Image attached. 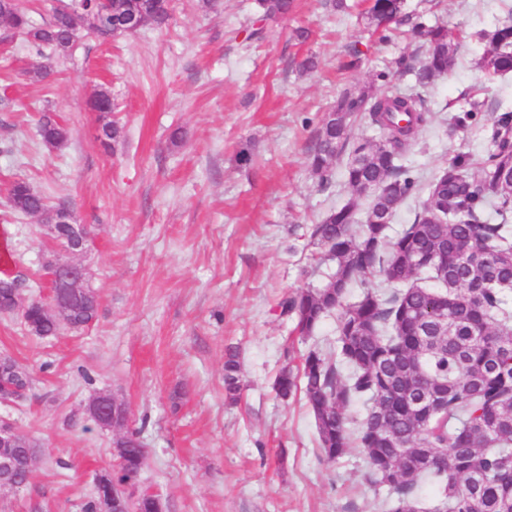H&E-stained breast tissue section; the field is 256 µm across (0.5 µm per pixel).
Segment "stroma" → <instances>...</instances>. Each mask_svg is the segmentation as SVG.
I'll return each mask as SVG.
<instances>
[{
  "instance_id": "35a3bbf8",
  "label": "stroma",
  "mask_w": 512,
  "mask_h": 512,
  "mask_svg": "<svg viewBox=\"0 0 512 512\" xmlns=\"http://www.w3.org/2000/svg\"><path fill=\"white\" fill-rule=\"evenodd\" d=\"M352 3L343 14L293 0L260 30L254 0H221L215 13L173 0L167 25L106 43L85 36L41 82L28 77L42 59L22 37L0 49V245L31 273L50 249L41 219L4 203L8 184L25 180L86 225L79 260L100 297L95 324L55 338L0 314V356L31 377L27 400L0 403V418L40 445L31 482L0 490V512H81L98 474L116 465L125 431L146 450L133 489L158 494L163 512H386L359 450L324 461L303 396L283 400L273 389L280 369L299 366L307 351H336V315L301 339L277 309L283 296L326 284L331 267L317 264L311 227L352 196L343 164L323 185L307 158L321 113L355 87L383 93L371 79L387 69L395 89L421 93L432 112L405 157L422 182L455 157L482 155L493 114L512 110V73L484 79L476 34L502 22L512 0H443L428 20L460 36L459 62L422 89L396 67L414 63L419 45L380 42L362 0ZM299 28L306 40L295 38ZM354 49L360 68L343 70ZM308 56L317 68L300 72ZM102 89L121 128L107 147L89 105ZM469 90L484 111L449 136L452 102ZM45 111L69 129L61 149L47 150L37 133ZM231 346L240 361L234 402L224 394ZM102 392L124 404L122 428L88 417Z\"/></svg>"
}]
</instances>
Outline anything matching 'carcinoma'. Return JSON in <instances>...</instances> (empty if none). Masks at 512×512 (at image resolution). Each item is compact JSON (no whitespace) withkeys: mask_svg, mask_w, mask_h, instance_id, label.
Segmentation results:
<instances>
[{"mask_svg":"<svg viewBox=\"0 0 512 512\" xmlns=\"http://www.w3.org/2000/svg\"><path fill=\"white\" fill-rule=\"evenodd\" d=\"M292 0H255L261 22L288 13ZM405 0H370L367 25L388 40L392 25L407 21ZM137 15L142 25L162 26L170 18L169 0H112L102 9L95 0L53 8L50 19L36 25L25 0H0V15L10 35H21L46 60L66 55L86 32L101 41L120 36L117 19ZM411 35L424 40L415 81L427 86L448 76L458 57L459 42L443 25L415 22ZM485 50L476 62L485 77L512 72V21L482 32ZM463 115L448 125V136L483 111L484 102L461 95ZM431 119L424 99L389 90L376 94L368 86L342 95L319 120L308 167L324 184L335 162L346 156L345 179L352 197L313 225L310 237L320 261L334 270L327 284L285 296L280 316L293 332L312 335L334 311L336 360L310 350L297 369L285 366L274 381L282 399L303 394L313 415L321 456L341 458L355 437L368 466L370 482L387 489L389 512H419L421 485L435 489V512H512V112L496 114L490 148L479 162L457 157L423 185L404 164L419 130ZM362 121L379 131L377 138L355 139L351 128ZM38 133L50 150L68 141L67 127L52 112L38 119ZM425 193L421 211L398 235L387 234L397 210ZM370 198L363 223H356L358 201ZM10 209L36 216L53 209L46 197L21 179L6 191ZM396 284L390 294L367 289L346 302L349 288L360 281ZM97 293L83 285L65 314L51 302L31 300L24 324L42 338L65 330L79 331L98 317ZM29 386L27 372L12 357L0 358V400L19 402ZM241 389L237 352L224 359V393L235 400ZM366 404L356 430L347 409ZM109 426L126 419V409L102 407ZM122 449L118 470L104 472L83 512H114L116 484L136 478L144 450L133 433L115 442ZM40 448L28 435L6 450L19 460L17 477L29 481L27 457ZM479 472L481 487L467 498L459 486ZM134 512H162L155 494L132 504Z\"/></svg>","mask_w":512,"mask_h":512,"instance_id":"obj_1","label":"carcinoma"}]
</instances>
